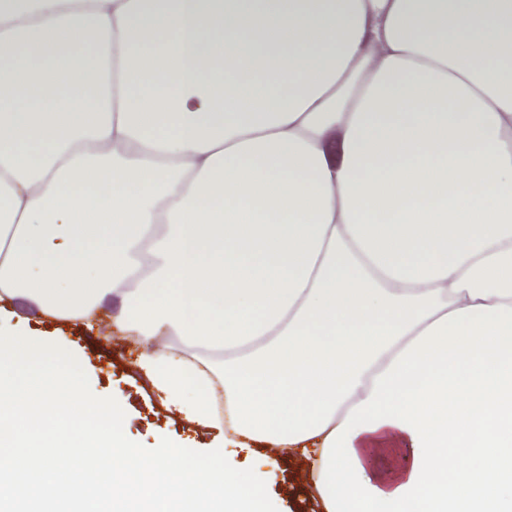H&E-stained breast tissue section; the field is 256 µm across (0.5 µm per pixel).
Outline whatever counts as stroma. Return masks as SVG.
<instances>
[{
  "instance_id": "obj_1",
  "label": "stroma",
  "mask_w": 512,
  "mask_h": 512,
  "mask_svg": "<svg viewBox=\"0 0 512 512\" xmlns=\"http://www.w3.org/2000/svg\"><path fill=\"white\" fill-rule=\"evenodd\" d=\"M109 323V318H102L95 331L51 321L39 323L38 328L50 335L62 334L84 364L83 384L89 391L118 393L123 403L125 433L143 457L154 455L159 438L174 443L189 438L193 441L195 462L216 464L210 438L190 436L181 418L166 411L158 397L143 388L131 369L138 346L124 338L103 345V337L110 332ZM238 460L245 469H259L267 488L270 512H312L304 463L289 460L271 448L262 449L257 457L247 451L240 452Z\"/></svg>"
}]
</instances>
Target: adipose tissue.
<instances>
[{"label":"adipose tissue","mask_w":512,"mask_h":512,"mask_svg":"<svg viewBox=\"0 0 512 512\" xmlns=\"http://www.w3.org/2000/svg\"><path fill=\"white\" fill-rule=\"evenodd\" d=\"M19 301L110 317L222 458L137 461L15 321L0 512H266L236 452L267 447L320 512H512V0H0Z\"/></svg>","instance_id":"adipose-tissue-1"}]
</instances>
